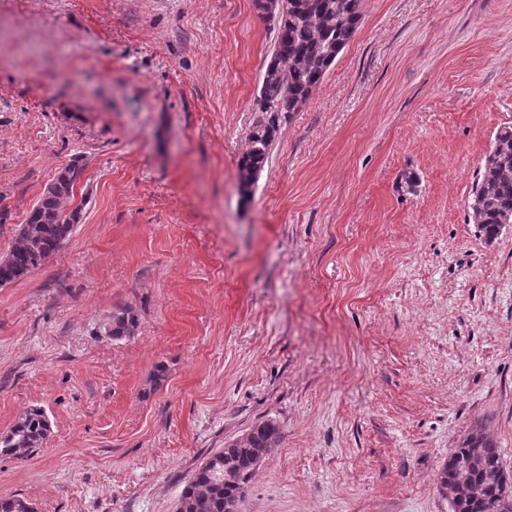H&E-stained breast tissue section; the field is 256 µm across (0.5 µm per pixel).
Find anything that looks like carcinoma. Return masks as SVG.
Listing matches in <instances>:
<instances>
[{
	"label": "carcinoma",
	"mask_w": 512,
	"mask_h": 512,
	"mask_svg": "<svg viewBox=\"0 0 512 512\" xmlns=\"http://www.w3.org/2000/svg\"><path fill=\"white\" fill-rule=\"evenodd\" d=\"M362 6L363 0H283L282 8L275 10L276 43L254 100L259 118L238 163L243 196L252 192L281 119L298 111L356 33ZM82 170L78 160H72L33 205L7 262H0V286L43 265L70 237L79 208L69 210L65 203L74 197ZM468 219L488 242L512 226V126L495 132L482 159ZM137 327L131 309H112V338L131 336ZM49 434L43 410L32 408L0 435V455H31ZM279 442L276 422L267 420L209 456L183 489L185 512H238L244 487ZM437 491L449 500L451 512H512V473L505 469L501 450L483 425H475L448 456L438 474Z\"/></svg>",
	"instance_id": "cac0c4a2"
}]
</instances>
